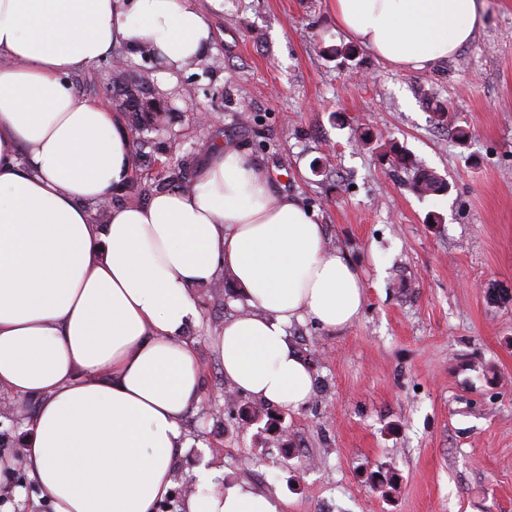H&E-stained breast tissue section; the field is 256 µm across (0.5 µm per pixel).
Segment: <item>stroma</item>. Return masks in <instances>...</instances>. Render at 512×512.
Returning a JSON list of instances; mask_svg holds the SVG:
<instances>
[{"mask_svg":"<svg viewBox=\"0 0 512 512\" xmlns=\"http://www.w3.org/2000/svg\"><path fill=\"white\" fill-rule=\"evenodd\" d=\"M477 2L472 42L427 72L362 47L335 55L348 40L329 0H196L212 38L193 65L117 43L69 76L77 95L125 122L106 91L121 59L167 114L163 130L145 132L140 169L113 204L147 201L171 168L193 176L212 146L233 143L275 191L317 212L327 247L365 290L345 328L289 327L314 384L288 410L243 394L225 408L213 339L249 306L223 276L219 292L196 289L200 317L185 335L204 391L156 512H183L199 466L218 469L221 486L266 493L279 512H512V0ZM440 105L444 127L433 120ZM392 142L448 192L415 194L382 159ZM434 215L442 223L430 225ZM245 408L261 412L248 427Z\"/></svg>","mask_w":512,"mask_h":512,"instance_id":"obj_1","label":"stroma"}]
</instances>
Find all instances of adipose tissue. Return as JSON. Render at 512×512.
<instances>
[{
    "label": "adipose tissue",
    "instance_id": "ef3b65f1",
    "mask_svg": "<svg viewBox=\"0 0 512 512\" xmlns=\"http://www.w3.org/2000/svg\"><path fill=\"white\" fill-rule=\"evenodd\" d=\"M337 25L403 71H429L469 44L476 0H330ZM212 37L192 0H0V391L38 406L16 465L54 512H153L189 442L204 379L186 328L195 291L226 276L249 312L214 339L224 378L283 408L308 400L313 370L288 335L337 329L364 303L359 272L329 250L316 212L274 193L242 152L208 150L188 188L143 205L90 208L132 174L131 139L70 74L114 43L173 66ZM214 471L185 512H277L268 495Z\"/></svg>",
    "mask_w": 512,
    "mask_h": 512
}]
</instances>
